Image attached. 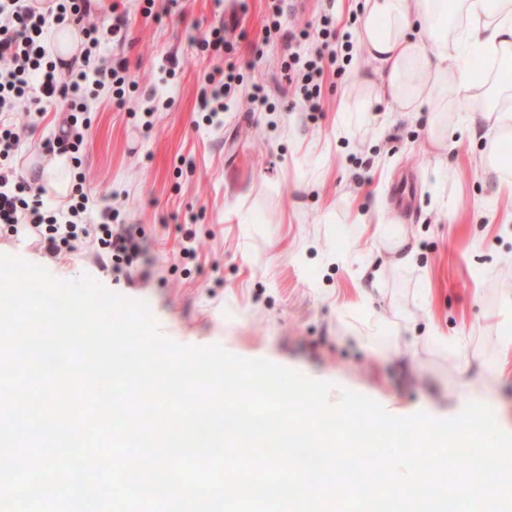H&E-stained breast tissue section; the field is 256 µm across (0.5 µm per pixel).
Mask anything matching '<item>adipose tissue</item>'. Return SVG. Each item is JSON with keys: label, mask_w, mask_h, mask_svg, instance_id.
Listing matches in <instances>:
<instances>
[{"label": "adipose tissue", "mask_w": 512, "mask_h": 512, "mask_svg": "<svg viewBox=\"0 0 512 512\" xmlns=\"http://www.w3.org/2000/svg\"><path fill=\"white\" fill-rule=\"evenodd\" d=\"M357 43L376 62L380 83L357 74L359 97L344 109L374 121V103L398 112L430 110L429 136L445 146L461 111L478 115L485 174L512 191V166L501 154L512 140V0H365Z\"/></svg>", "instance_id": "ef3b65f1"}]
</instances>
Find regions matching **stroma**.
I'll use <instances>...</instances> for the list:
<instances>
[{"instance_id":"obj_1","label":"stroma","mask_w":512,"mask_h":512,"mask_svg":"<svg viewBox=\"0 0 512 512\" xmlns=\"http://www.w3.org/2000/svg\"><path fill=\"white\" fill-rule=\"evenodd\" d=\"M128 20L125 44L104 57L126 59L138 84L124 107L107 91L91 102L88 144L80 157L97 207H111L132 227L145 254L127 273L96 259L92 238L57 256L35 240L0 229V253L76 281L88 276L122 297L145 302L162 332L181 344H218L248 359L264 358L306 377L332 382L331 401L349 389L389 414L422 411L455 417L465 396L487 395L512 427V266L494 263L512 242L499 235L512 217V196L478 162L482 141L455 133L436 149L429 115L392 113L384 132L351 125L344 94L356 69L325 70L322 110L301 109L289 86L281 39L264 40L266 0H101ZM361 0H292L282 24H319L331 15L353 31ZM225 24L232 52H200L198 38ZM235 63L243 81L226 98L222 124L207 122L201 90ZM269 99L254 107L253 84ZM14 162L41 175L56 131L54 110L32 115ZM401 226L415 248L407 266L390 264ZM194 235L197 253L181 247ZM415 325L395 337L391 326ZM470 337L469 357L425 343L431 333ZM506 359L495 377L486 363Z\"/></svg>"}]
</instances>
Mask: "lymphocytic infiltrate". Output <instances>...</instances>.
Here are the masks:
<instances>
[{
  "instance_id": "1",
  "label": "lymphocytic infiltrate",
  "mask_w": 512,
  "mask_h": 512,
  "mask_svg": "<svg viewBox=\"0 0 512 512\" xmlns=\"http://www.w3.org/2000/svg\"><path fill=\"white\" fill-rule=\"evenodd\" d=\"M90 16L91 0H54L44 11L29 5L28 0H0V224L11 233L38 237L45 251L55 256L75 250L80 235L92 233L105 256L120 254L130 262L140 252L139 242L130 229L113 227L111 211L102 212L97 228L83 225V217L92 213L90 197L83 190V173H76L68 200L54 208L44 200L46 187L19 176L14 167L21 136L7 117L19 104L46 103L63 113L64 123L46 148L73 154L79 153L87 140L89 125L80 114L88 109V86L109 88L116 106L125 105V61H108L97 53L103 43L124 41V25L95 23ZM64 23L79 28L84 49L80 63H69L68 76L63 79L50 57L46 35ZM286 34L290 52L282 68L289 83L299 84L304 111H320L325 66L335 64L339 51H352L353 46L340 38L326 16L320 26ZM311 41L316 42V50L305 52V44Z\"/></svg>"
}]
</instances>
